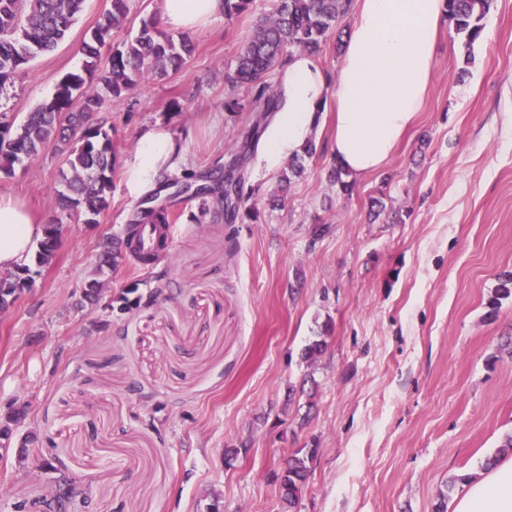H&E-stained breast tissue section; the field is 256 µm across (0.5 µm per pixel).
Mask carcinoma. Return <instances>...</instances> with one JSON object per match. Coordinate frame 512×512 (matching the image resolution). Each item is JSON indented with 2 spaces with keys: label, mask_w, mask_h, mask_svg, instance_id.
Wrapping results in <instances>:
<instances>
[{
  "label": "carcinoma",
  "mask_w": 512,
  "mask_h": 512,
  "mask_svg": "<svg viewBox=\"0 0 512 512\" xmlns=\"http://www.w3.org/2000/svg\"><path fill=\"white\" fill-rule=\"evenodd\" d=\"M84 0H0V85L29 64L38 55L63 41L81 11ZM131 0H111V8L102 15L82 51L96 58L99 49L119 28L130 12ZM448 25L469 49L481 38L482 21L492 0H445ZM253 0H224V18L231 20L247 11ZM352 7V0H274L271 10L258 17L252 34L238 54L237 64L227 77L230 93L224 108H239L235 93L245 89L251 95V111L257 114L249 140L241 153L232 157L224 168L186 175L184 185L206 184L208 188L195 193L201 209L209 201L224 208V221L234 224L254 212L253 193L246 186L243 166L251 156L265 130L268 119L278 106L276 87L265 76L283 65L295 52L316 55L330 39L339 20ZM195 46L188 39L179 42L167 38L152 19H144L133 38L112 50L107 69L99 77L101 89L85 85L79 74H69L55 85L51 100L27 115L15 130H0V174L9 175L15 166L39 154L50 142L64 153L68 173L63 175V190L57 197L58 207L84 223H95V217L106 207L112 191L117 156L112 137L103 123H92L90 117L115 103L133 89L145 74L162 76L180 69L194 54ZM329 180L337 190L348 195L354 182L346 179L342 169L335 167ZM159 191L146 195L136 207L125 237L103 243L98 254L96 278L87 284L83 298L92 300L101 287L97 276L118 265L123 251L134 252L131 241L139 225L173 224L179 216L168 208L154 209ZM44 238L37 244L36 261H51L61 242L63 226L48 224ZM32 282L30 268L11 278L0 279V307L19 290ZM512 299V273L504 275L488 300L487 317L496 316L501 301ZM314 452L294 454L281 476L282 498L293 505L302 490Z\"/></svg>",
  "instance_id": "carcinoma-1"
}]
</instances>
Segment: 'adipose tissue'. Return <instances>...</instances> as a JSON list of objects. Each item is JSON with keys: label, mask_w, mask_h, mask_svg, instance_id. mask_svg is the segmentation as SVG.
I'll return each instance as SVG.
<instances>
[{"label": "adipose tissue", "mask_w": 512, "mask_h": 512, "mask_svg": "<svg viewBox=\"0 0 512 512\" xmlns=\"http://www.w3.org/2000/svg\"><path fill=\"white\" fill-rule=\"evenodd\" d=\"M223 0H161L165 26L192 31L222 10ZM445 0H358L342 45L343 64L329 76L314 56L293 54L278 75L280 104L263 133L259 164L278 171L303 152L326 102L335 112L331 152L350 179L385 166L429 94ZM183 162L182 148L163 126L144 129L122 162L125 187L137 198ZM43 222L20 201L0 196V272L27 262ZM452 512H512V458L465 483Z\"/></svg>", "instance_id": "ef3b65f1"}]
</instances>
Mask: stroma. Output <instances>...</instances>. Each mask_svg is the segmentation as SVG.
Listing matches in <instances>:
<instances>
[{
  "label": "stroma",
  "instance_id": "obj_1",
  "mask_svg": "<svg viewBox=\"0 0 512 512\" xmlns=\"http://www.w3.org/2000/svg\"><path fill=\"white\" fill-rule=\"evenodd\" d=\"M270 0L181 33L195 52L147 76L97 113L118 156L165 126L184 168L236 154L252 126L246 91L228 112L226 75ZM110 0H84L66 40L0 87V124L17 128L70 73L100 75L115 45L157 18L131 12L96 60L82 52ZM465 51L442 26L429 96L390 161L352 195L328 180L331 124L273 205L281 173L250 157L251 219L227 224L175 198L180 220L148 266L125 258L83 301L103 241L137 201L115 175L87 224L57 206L66 166L48 146L0 174V196L63 225L51 262L0 311V418L27 409L0 449V512H41L57 472L75 486L69 512H435L448 481L478 476L512 432V300L485 303L512 271V0H494ZM328 225L312 239L315 225ZM133 299L118 308V297ZM325 336L315 362L306 345ZM309 379L312 391L289 395ZM54 467L18 462L21 437ZM315 456L293 507L280 479L299 449Z\"/></svg>",
  "mask_w": 512,
  "mask_h": 512
}]
</instances>
